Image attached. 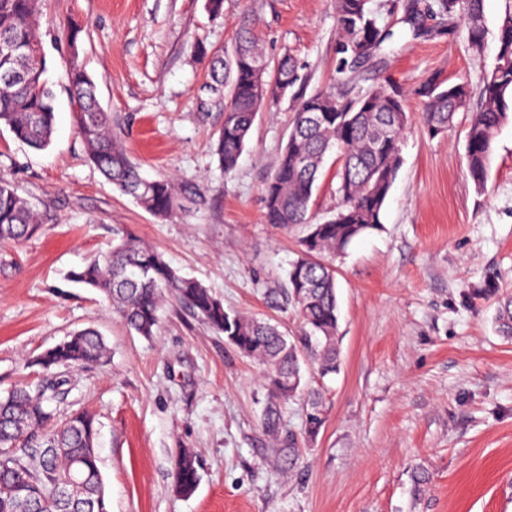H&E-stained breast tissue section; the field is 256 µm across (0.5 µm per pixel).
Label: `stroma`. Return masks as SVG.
Returning <instances> with one entry per match:
<instances>
[{
    "label": "stroma",
    "mask_w": 512,
    "mask_h": 512,
    "mask_svg": "<svg viewBox=\"0 0 512 512\" xmlns=\"http://www.w3.org/2000/svg\"><path fill=\"white\" fill-rule=\"evenodd\" d=\"M405 0H369L392 37L360 64L355 84L407 95L411 126L386 201L381 230L337 256L342 367L322 384L323 423L305 433L307 405L281 407L297 435L294 460L265 433L266 368L168 305L156 335L130 332L103 296L69 282L70 270L106 253L114 229L137 236L225 310L279 321L273 306L299 252L302 226L264 218V187L285 147L294 103L270 100L258 113L236 169L224 173L214 144L224 92L212 88L207 55L229 52L251 16L270 62L292 54L308 91L336 83L333 0H42L39 35L56 94L48 149L16 141L0 126V179L36 205L38 234L0 246V397L37 385L35 359L75 331L95 327L111 354L68 368L69 395L57 420L95 415L98 455L111 512H512V340L493 323L488 275L512 291V123L495 136L485 190L466 172L471 109L496 63L498 32L512 0H483L484 48L474 54L463 25L424 21L412 38ZM86 26L81 54L112 130L150 179L172 177L176 208L158 218L122 194L91 163L78 136L67 86L63 23ZM431 76L469 84L467 111L430 137L411 97ZM329 153L309 213L340 204ZM193 449L201 479L189 496L173 487L179 449Z\"/></svg>",
    "instance_id": "35a3bbf8"
}]
</instances>
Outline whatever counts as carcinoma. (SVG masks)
<instances>
[{"label":"carcinoma","instance_id":"1","mask_svg":"<svg viewBox=\"0 0 512 512\" xmlns=\"http://www.w3.org/2000/svg\"><path fill=\"white\" fill-rule=\"evenodd\" d=\"M369 0H334L337 32L336 82L354 81L357 64L373 58L392 33L378 24ZM438 12L448 24L460 22L472 52L482 50L483 0H438ZM40 0H0V45L25 51L19 56L0 48V125L19 142L37 150L52 141L55 95L46 77L48 62L38 35ZM405 23L414 38L427 30L420 23L419 0L404 4ZM78 24L63 27L69 49L68 90L78 116V134L98 171L122 193L157 217H168L176 205L171 178L147 179L112 132L110 117L96 96V83L80 59ZM497 63L480 88V108L467 129L465 160L475 186L483 188L493 154L496 132L512 122V13L499 27ZM209 75L225 89L224 125L215 155L224 172H232L243 153L258 112L268 95L282 87L296 101L288 142L264 192L265 220L289 227L307 225L300 255L291 264L287 284L271 294V302L301 320V334L289 336L279 326L240 313L224 311L222 303L202 283L181 275L161 254L131 234L119 235L112 251L69 272V281L100 292L129 329L150 338L156 334L160 311L174 299L189 308L214 333L225 337L244 355L267 368L270 401L263 414L264 431L281 441L280 452L298 451L294 434L285 432L279 401L298 394L307 397V434L322 424L320 390L309 387L303 367L309 365L323 380L340 370L338 303L335 268L325 261L345 251L357 237L382 228V211L401 162L400 145L410 125L405 97L374 85L353 97L330 91L299 94L305 78L295 59L282 57L271 65L250 23L236 30L229 56L212 55ZM425 111L423 122L432 137L448 133L457 112L471 96L468 84L447 85L430 77L414 89ZM336 151V172L342 204L320 224L307 214L326 154ZM41 218L0 180V245L18 243L40 227ZM498 333L512 339V293L498 299ZM104 337L94 328L73 333L46 349L35 365L47 376L32 390L15 389L0 398V512H110L97 453L98 429L88 413L75 412L62 424L54 421L50 404L63 399L68 381L58 369L97 365L109 355ZM85 477L78 502L56 493L74 471ZM173 485L183 495L195 492L200 475L196 453L182 448L173 467Z\"/></svg>","mask_w":512,"mask_h":512}]
</instances>
